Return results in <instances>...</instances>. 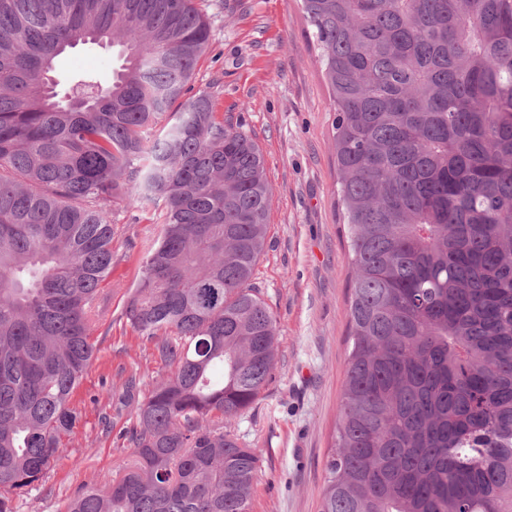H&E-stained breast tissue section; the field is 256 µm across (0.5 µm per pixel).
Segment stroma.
Wrapping results in <instances>:
<instances>
[{
    "instance_id": "stroma-1",
    "label": "stroma",
    "mask_w": 512,
    "mask_h": 512,
    "mask_svg": "<svg viewBox=\"0 0 512 512\" xmlns=\"http://www.w3.org/2000/svg\"><path fill=\"white\" fill-rule=\"evenodd\" d=\"M211 25L208 52L192 81L213 91L217 109L241 123L262 151L272 187L266 248L252 282L277 318L274 379L232 433L256 448L252 512H320L325 462L351 347L347 228L337 192L332 92L300 0H194ZM118 48L81 43L63 73H111ZM153 203L110 210L118 236L106 282L109 306L91 341L95 357L74 390L79 415L47 477L13 499L15 512H65L80 488L109 481L133 450L131 408L114 393L136 378L141 393L169 375L123 309L141 260L159 238Z\"/></svg>"
}]
</instances>
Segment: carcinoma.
Instances as JSON below:
<instances>
[{
  "instance_id": "obj_1",
  "label": "carcinoma",
  "mask_w": 512,
  "mask_h": 512,
  "mask_svg": "<svg viewBox=\"0 0 512 512\" xmlns=\"http://www.w3.org/2000/svg\"><path fill=\"white\" fill-rule=\"evenodd\" d=\"M333 94L352 340L320 512H512V0H301ZM124 64L61 84L72 40ZM194 0H0V512L41 482L104 317L106 207L162 203L127 299L173 369L135 458L67 512H252L224 430L274 376L251 284L272 188L254 138L190 82Z\"/></svg>"
}]
</instances>
